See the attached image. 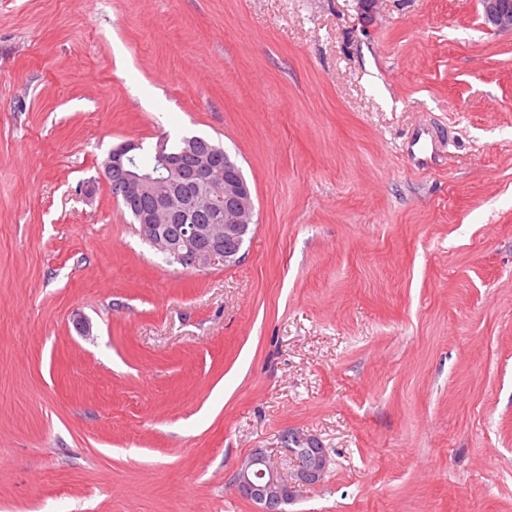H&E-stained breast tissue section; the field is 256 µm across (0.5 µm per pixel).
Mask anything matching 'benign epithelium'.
<instances>
[{"label": "benign epithelium", "mask_w": 512, "mask_h": 512, "mask_svg": "<svg viewBox=\"0 0 512 512\" xmlns=\"http://www.w3.org/2000/svg\"><path fill=\"white\" fill-rule=\"evenodd\" d=\"M481 5L486 27L512 31L509 0H481ZM136 148L135 143L112 148L105 172L117 201L133 210L149 201L150 210L139 217L151 246L189 269L237 263L253 223L254 202L244 178L222 163L224 147L204 141L181 153L161 150L158 174L145 178L132 172ZM187 185L193 189L189 198L181 191ZM204 218L217 224H204ZM283 443L295 463L289 476L263 452L244 459L233 475L235 490L256 504L258 512H283L296 487L317 484L327 472L329 456L315 435L295 432L283 436Z\"/></svg>", "instance_id": "1"}]
</instances>
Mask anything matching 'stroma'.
<instances>
[{
    "label": "stroma",
    "mask_w": 512,
    "mask_h": 512,
    "mask_svg": "<svg viewBox=\"0 0 512 512\" xmlns=\"http://www.w3.org/2000/svg\"><path fill=\"white\" fill-rule=\"evenodd\" d=\"M428 132L434 155L407 154ZM223 145L239 263L166 262L113 147ZM512 512V32L479 0H0V512ZM295 444H293V442ZM285 450L294 461L295 469L286 478L276 462L263 452H254L244 459L235 474V490L257 505L259 512H283L282 506L293 497L299 485L319 483L329 465V456L321 441L313 434L295 432L283 436ZM304 445L306 453L297 455L294 445Z\"/></svg>",
    "instance_id": "obj_1"
}]
</instances>
